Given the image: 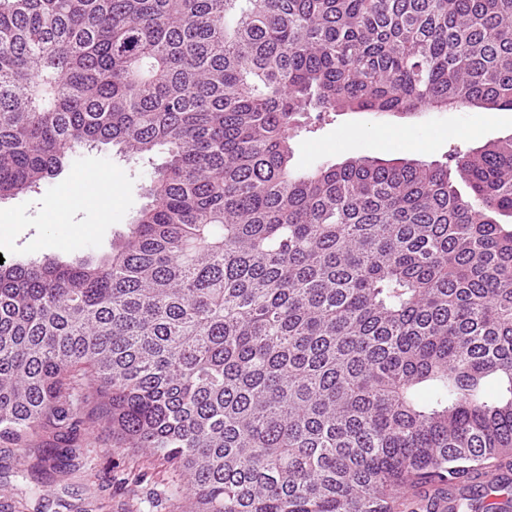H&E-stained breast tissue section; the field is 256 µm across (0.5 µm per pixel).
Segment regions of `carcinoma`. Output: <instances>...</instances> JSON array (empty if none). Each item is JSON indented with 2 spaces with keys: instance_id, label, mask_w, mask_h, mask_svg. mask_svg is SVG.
I'll return each instance as SVG.
<instances>
[{
  "instance_id": "obj_1",
  "label": "carcinoma",
  "mask_w": 512,
  "mask_h": 512,
  "mask_svg": "<svg viewBox=\"0 0 512 512\" xmlns=\"http://www.w3.org/2000/svg\"><path fill=\"white\" fill-rule=\"evenodd\" d=\"M472 107L512 111V0H0V200L166 150L110 255L0 264V438L108 430L186 512H394L498 467L512 137L289 165L304 112ZM406 492V491H405ZM433 488L427 486L419 490V492L409 490L400 495L398 499L397 512H424L426 507L421 500L427 495H433Z\"/></svg>"
}]
</instances>
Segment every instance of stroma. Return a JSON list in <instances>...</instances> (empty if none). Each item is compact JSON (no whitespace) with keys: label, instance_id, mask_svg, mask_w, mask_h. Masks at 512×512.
<instances>
[{"label":"stroma","instance_id":"stroma-1","mask_svg":"<svg viewBox=\"0 0 512 512\" xmlns=\"http://www.w3.org/2000/svg\"><path fill=\"white\" fill-rule=\"evenodd\" d=\"M512 135V111L456 109L416 114L337 112L307 118L292 137L291 169L304 174L323 163L358 156L444 161ZM163 153L128 156L118 147L77 149L62 171L37 190L0 200V257L28 261L50 255L64 261L99 257L125 236L147 202V189ZM112 181L111 193L100 190ZM87 453L92 465L49 476L32 471L16 449L0 443V505L10 512H179L173 474L156 454L120 447L99 430ZM149 473L135 480L138 465Z\"/></svg>","mask_w":512,"mask_h":512}]
</instances>
